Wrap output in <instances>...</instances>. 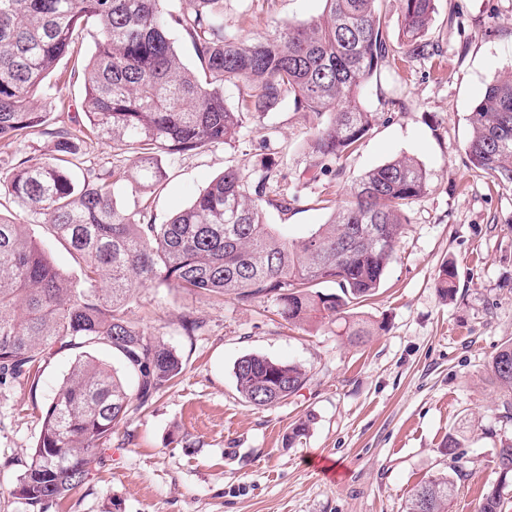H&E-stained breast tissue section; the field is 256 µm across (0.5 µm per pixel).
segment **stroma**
<instances>
[{"label":"stroma","mask_w":512,"mask_h":512,"mask_svg":"<svg viewBox=\"0 0 512 512\" xmlns=\"http://www.w3.org/2000/svg\"><path fill=\"white\" fill-rule=\"evenodd\" d=\"M323 7V0H226L224 28L262 32ZM427 39L431 57L397 70L382 65L364 90V107L379 119L336 177L317 175L310 118L289 100L248 120L232 143L165 161L161 190L132 192L129 164L111 145H83L82 167L109 171L121 206L147 207L160 223L225 168L255 177L267 159L277 164L274 190L299 197L289 210L268 209L267 219L297 230L325 223L323 199L394 157L418 160L429 185L410 207L381 287L360 306L382 326L364 344H348L330 324H288L266 302L140 289L131 319L176 350L183 372L116 429L83 488L45 512H403L422 481L457 467L453 512H478L496 480L495 450L512 440L491 381L493 356L512 340V184L474 168L465 144L473 105L512 70V0H437ZM72 67L61 60L45 88L56 126L81 108L83 85ZM52 155L51 138L31 131L0 143V169L17 157ZM448 262L457 266V292L445 299L437 282ZM189 310L205 321L193 336L181 326ZM246 354L303 364L305 385L276 405L250 404L234 376ZM77 355L55 351L36 382L0 385V512H27L14 483ZM306 417L309 432L289 440ZM451 434L462 442L456 464L439 453Z\"/></svg>","instance_id":"1"}]
</instances>
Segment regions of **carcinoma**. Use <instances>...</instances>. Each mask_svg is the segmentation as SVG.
I'll list each match as a JSON object with an SVG mask.
<instances>
[{
  "label": "carcinoma",
  "mask_w": 512,
  "mask_h": 512,
  "mask_svg": "<svg viewBox=\"0 0 512 512\" xmlns=\"http://www.w3.org/2000/svg\"><path fill=\"white\" fill-rule=\"evenodd\" d=\"M163 2L0 0V142L38 130L56 146L51 160L21 158L0 176V198L24 214L21 221L0 214V384L32 378L57 347L105 346L121 363L117 369L88 352L76 358L16 478L13 494L29 512L84 485L114 429L182 373L176 352L128 317L139 289L157 283L230 295L243 306L270 302L290 324L331 323L336 335L360 342L375 328L354 309L380 287L410 205L428 190L422 164L396 157L346 188L327 222L300 237L266 222V208L298 201L267 194L269 162L255 181L226 168L164 224L120 207L106 173L78 167L85 140L112 143L137 171L132 188H152L166 180L161 158L229 144L246 120L289 98L312 116L316 166L338 175L332 165L377 121L361 103L364 86L399 55H431L425 35L436 0H400L396 47L384 32L382 0H325L316 18L237 35L224 30L225 0H191L180 14ZM90 25L97 38L81 70L85 123L48 127L47 102L36 94L62 59L78 53ZM174 29L190 39L202 72L180 59ZM226 86L242 88L235 108L224 99ZM469 122L468 161L512 183V72L487 85ZM46 239L69 253L72 269L53 261ZM456 277L453 264L442 267L441 296L455 294ZM328 283L336 291L314 290ZM234 374L238 391L259 407L306 382L301 365L256 354L242 356ZM491 378L503 397L501 417L512 420V341L494 355ZM495 457L498 484L482 495L479 512H502V489L512 483V442ZM62 458L74 468L59 466ZM455 492L453 479L431 476L405 512H450Z\"/></svg>",
  "instance_id": "1"
}]
</instances>
